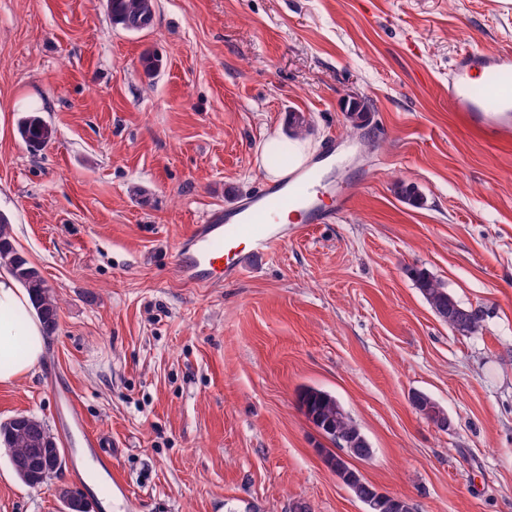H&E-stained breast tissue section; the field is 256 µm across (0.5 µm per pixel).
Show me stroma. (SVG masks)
I'll use <instances>...</instances> for the list:
<instances>
[{
	"label": "stroma",
	"instance_id": "obj_1",
	"mask_svg": "<svg viewBox=\"0 0 512 512\" xmlns=\"http://www.w3.org/2000/svg\"><path fill=\"white\" fill-rule=\"evenodd\" d=\"M495 2L155 0L134 32L105 0H0V213L59 300L43 365L0 386V422L53 424L56 374L113 442L119 512H364L298 408L312 386L366 435L351 464L377 491L415 512H512V139L447 105L459 53L512 48ZM352 98L371 104L364 147L344 133ZM31 109L54 130L36 153L18 134ZM292 112L312 159L341 142L350 210L237 279L183 281L178 243L259 187ZM413 267L479 328L440 321ZM64 489L86 496L65 468L25 486L0 452V512H66Z\"/></svg>",
	"mask_w": 512,
	"mask_h": 512
}]
</instances>
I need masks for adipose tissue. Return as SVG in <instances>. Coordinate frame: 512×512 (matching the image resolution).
Instances as JSON below:
<instances>
[{
  "label": "adipose tissue",
  "instance_id": "1",
  "mask_svg": "<svg viewBox=\"0 0 512 512\" xmlns=\"http://www.w3.org/2000/svg\"><path fill=\"white\" fill-rule=\"evenodd\" d=\"M47 338L24 288L0 275V384L33 374L41 365Z\"/></svg>",
  "mask_w": 512,
  "mask_h": 512
}]
</instances>
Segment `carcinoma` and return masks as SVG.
I'll use <instances>...</instances> for the list:
<instances>
[{"mask_svg": "<svg viewBox=\"0 0 512 512\" xmlns=\"http://www.w3.org/2000/svg\"><path fill=\"white\" fill-rule=\"evenodd\" d=\"M108 13L112 24L126 30H142L155 16L154 0H108ZM369 105L352 101L346 108V121L350 129L358 131L365 127ZM18 133L32 151L47 145L53 130L37 112H28L18 122ZM0 266L26 289L32 299L34 310L41 319L47 335H52L58 326L59 306L51 288L40 271L13 246L6 216L0 217ZM413 277L417 288L435 315L448 327L460 333H471L481 322L477 311L462 307L447 291V288L424 270H416ZM299 406L305 417L323 429L339 452L325 453L327 464H340L339 477L361 502L372 501L376 489L344 457L365 459L371 448L367 438L346 412L342 404L330 393L305 388L299 395ZM0 448L13 460L24 457L32 448L47 449L46 461L38 463L25 472H18L19 480L30 487L38 486L54 475L52 467L63 465V449L48 426L32 415L18 414L14 421L0 422Z\"/></svg>", "mask_w": 512, "mask_h": 512, "instance_id": "1", "label": "carcinoma"}]
</instances>
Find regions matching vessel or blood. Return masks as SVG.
<instances>
[{"label":"vessel or blood","mask_w":512,"mask_h":512,"mask_svg":"<svg viewBox=\"0 0 512 512\" xmlns=\"http://www.w3.org/2000/svg\"><path fill=\"white\" fill-rule=\"evenodd\" d=\"M512 53L497 50H466L454 61L448 76V108L465 115L469 124L495 139L512 132ZM347 209L348 188L336 185L311 170L301 169L282 180L264 184L244 202L211 210L195 225L177 249L180 276L197 285L236 279L255 260L286 237L281 214L297 212L302 223L321 224L330 214L325 202ZM58 409L56 418L66 436L80 435L90 457L104 471L112 469V442L90 431L71 391L51 379Z\"/></svg>","instance_id":"1"}]
</instances>
